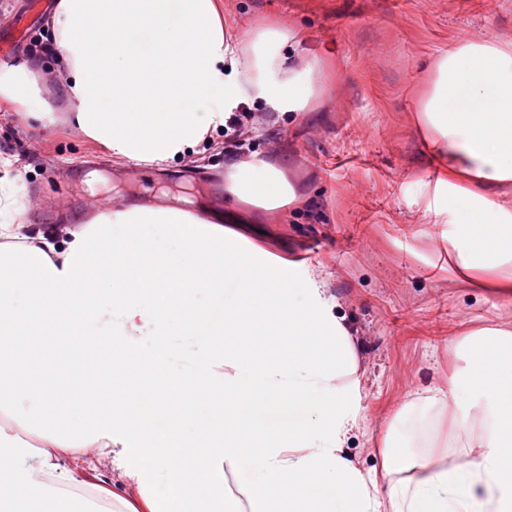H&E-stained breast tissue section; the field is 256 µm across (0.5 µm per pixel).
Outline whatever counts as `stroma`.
I'll return each mask as SVG.
<instances>
[{"instance_id":"obj_1","label":"stroma","mask_w":512,"mask_h":512,"mask_svg":"<svg viewBox=\"0 0 512 512\" xmlns=\"http://www.w3.org/2000/svg\"><path fill=\"white\" fill-rule=\"evenodd\" d=\"M54 0H0V66H22L30 41L47 42ZM244 31L262 19L297 33L300 52H331L339 76L314 111L272 116L251 150L288 162L305 206L267 212L248 243L325 283L356 337L358 429L347 454L365 475L381 470L390 427L414 392L445 385L464 365L467 333L512 326V298L457 279L422 200L433 166L416 105L431 60L463 37L512 44V0H224ZM37 103L0 100V174L47 230L81 224L105 203L224 204L228 158L215 136L196 162L159 170L129 162L75 132L70 106L43 57ZM40 107L43 119L30 115Z\"/></svg>"}]
</instances>
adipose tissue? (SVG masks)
Returning <instances> with one entry per match:
<instances>
[{
    "label": "adipose tissue",
    "instance_id": "obj_1",
    "mask_svg": "<svg viewBox=\"0 0 512 512\" xmlns=\"http://www.w3.org/2000/svg\"><path fill=\"white\" fill-rule=\"evenodd\" d=\"M223 10L222 0H56L48 24L76 129L113 156L163 167L197 155L240 103L313 111L338 76L332 60L292 66L287 27L237 36ZM428 78L417 106L435 162L425 208L447 213L452 191L466 200L448 235L456 270L511 297L512 207L500 191L512 184V45L460 39ZM224 193L227 209L204 219L134 204L45 234L24 224L0 179V512L60 501L71 512H512V329L469 335L460 377L406 404L465 436L457 462L433 455L447 440L412 428L410 448H384L383 480L364 476L344 452L358 389L347 325L315 275L243 247L241 212L303 198L257 154L226 165ZM202 290L224 303L217 323ZM204 325L207 348L186 373L143 350L145 338L161 346ZM315 392L316 417L261 425L269 403ZM138 394L171 416L209 400L215 420L190 439L155 429L128 407ZM32 447L37 465L18 469ZM71 453L111 457L124 491L81 495Z\"/></svg>",
    "mask_w": 512,
    "mask_h": 512
}]
</instances>
